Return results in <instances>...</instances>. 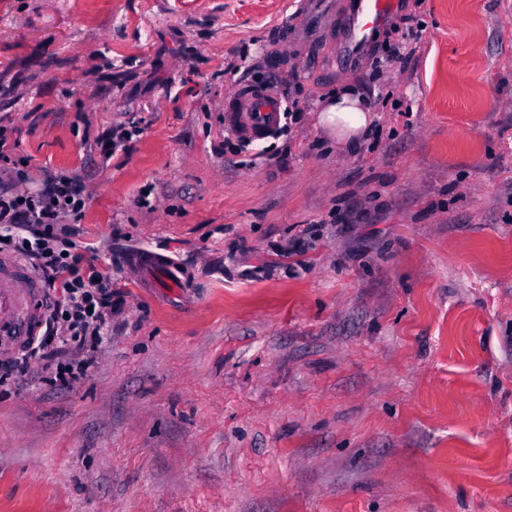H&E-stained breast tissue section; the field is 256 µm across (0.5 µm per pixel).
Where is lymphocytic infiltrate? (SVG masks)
<instances>
[{"instance_id": "obj_1", "label": "lymphocytic infiltrate", "mask_w": 512, "mask_h": 512, "mask_svg": "<svg viewBox=\"0 0 512 512\" xmlns=\"http://www.w3.org/2000/svg\"><path fill=\"white\" fill-rule=\"evenodd\" d=\"M17 149L0 125V252L32 265L50 304L43 334L0 372H23L34 359L46 385L67 388L93 365L112 324V280L94 261H83L70 239L90 200L84 178L47 170L37 187H30V161Z\"/></svg>"}]
</instances>
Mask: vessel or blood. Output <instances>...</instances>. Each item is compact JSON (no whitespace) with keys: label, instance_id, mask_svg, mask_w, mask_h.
<instances>
[{"label":"vessel or blood","instance_id":"1","mask_svg":"<svg viewBox=\"0 0 512 512\" xmlns=\"http://www.w3.org/2000/svg\"><path fill=\"white\" fill-rule=\"evenodd\" d=\"M401 0H351L340 17L319 15L316 4L308 11L321 26L339 25L342 31L338 53L344 61L367 54L375 31L385 26L399 11ZM226 114L239 137L255 142L266 139L276 129L281 102L271 90L252 85L235 92ZM136 265L154 288L185 287L187 277L169 259L153 252L137 254ZM46 309V296L32 269L22 260L0 253V359H11L37 336Z\"/></svg>","mask_w":512,"mask_h":512}]
</instances>
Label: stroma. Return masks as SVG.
I'll return each mask as SVG.
<instances>
[{
    "instance_id": "35a3bbf8",
    "label": "stroma",
    "mask_w": 512,
    "mask_h": 512,
    "mask_svg": "<svg viewBox=\"0 0 512 512\" xmlns=\"http://www.w3.org/2000/svg\"><path fill=\"white\" fill-rule=\"evenodd\" d=\"M400 16L343 64L300 0H0V123L122 300L73 387L0 382V512H512V0ZM252 84L299 110L240 154ZM318 121L338 145H355L366 137L373 123L368 97L347 87L326 99ZM129 128H126L125 124L115 125L105 136L98 140L97 146L104 157H110L119 148L125 149L127 147V143L132 140L133 132L137 131L136 126H129ZM134 264L138 265L146 275L152 277L148 283L152 288H186L185 273L169 259L153 252L145 251L136 255Z\"/></svg>"
}]
</instances>
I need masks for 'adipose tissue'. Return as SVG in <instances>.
Segmentation results:
<instances>
[{
  "label": "adipose tissue",
  "instance_id": "ef3b65f1",
  "mask_svg": "<svg viewBox=\"0 0 512 512\" xmlns=\"http://www.w3.org/2000/svg\"><path fill=\"white\" fill-rule=\"evenodd\" d=\"M318 121L337 144L352 146L366 137L373 115L367 96L356 88L348 87L326 99Z\"/></svg>",
  "mask_w": 512,
  "mask_h": 512
}]
</instances>
